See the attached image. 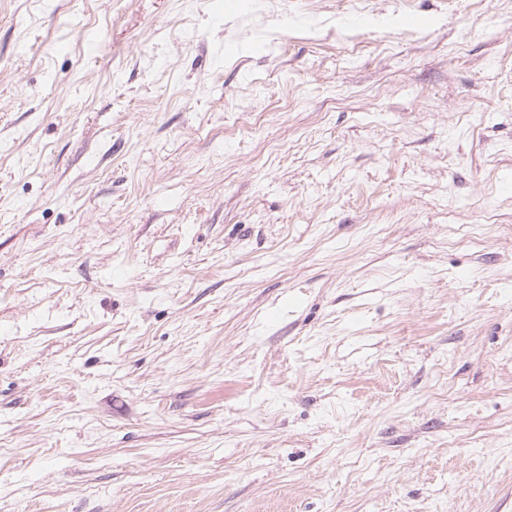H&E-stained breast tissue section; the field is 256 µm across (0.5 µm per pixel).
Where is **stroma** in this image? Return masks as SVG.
Returning <instances> with one entry per match:
<instances>
[{"label": "stroma", "instance_id": "stroma-1", "mask_svg": "<svg viewBox=\"0 0 512 512\" xmlns=\"http://www.w3.org/2000/svg\"><path fill=\"white\" fill-rule=\"evenodd\" d=\"M0 512H512V0H0Z\"/></svg>", "mask_w": 512, "mask_h": 512}]
</instances>
